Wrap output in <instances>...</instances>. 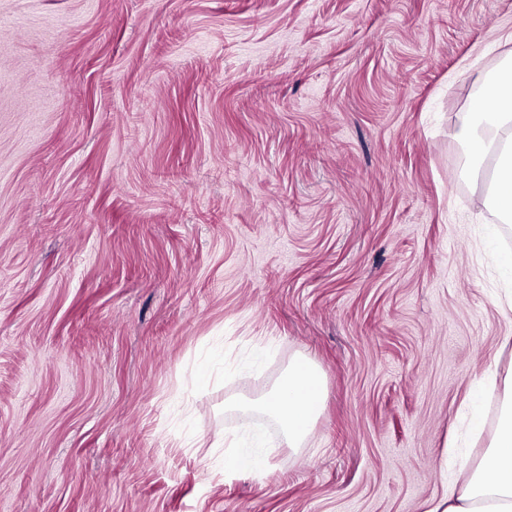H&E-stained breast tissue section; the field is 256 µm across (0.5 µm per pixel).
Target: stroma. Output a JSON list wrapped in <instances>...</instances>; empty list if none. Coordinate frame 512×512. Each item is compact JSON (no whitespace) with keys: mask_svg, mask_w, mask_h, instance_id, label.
<instances>
[{"mask_svg":"<svg viewBox=\"0 0 512 512\" xmlns=\"http://www.w3.org/2000/svg\"><path fill=\"white\" fill-rule=\"evenodd\" d=\"M510 54L512 0H0V512L441 496L512 372L457 136ZM299 354L295 449L239 402ZM263 458L262 448H258V446L252 448H241L238 453L225 459V465L231 469L248 471L260 465Z\"/></svg>","mask_w":512,"mask_h":512,"instance_id":"stroma-1","label":"stroma"}]
</instances>
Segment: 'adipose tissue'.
<instances>
[{
  "mask_svg": "<svg viewBox=\"0 0 512 512\" xmlns=\"http://www.w3.org/2000/svg\"><path fill=\"white\" fill-rule=\"evenodd\" d=\"M477 119L459 132L472 148L467 174L485 179L481 203L503 223H512V65L486 79L473 105ZM495 158L491 178L483 162ZM326 385L318 365L295 356L274 389L246 409L273 418L289 447H302L321 413ZM424 512H512V374L504 380L499 422L477 468L460 467L441 497L425 503Z\"/></svg>",
  "mask_w": 512,
  "mask_h": 512,
  "instance_id": "adipose-tissue-1",
  "label": "adipose tissue"
}]
</instances>
